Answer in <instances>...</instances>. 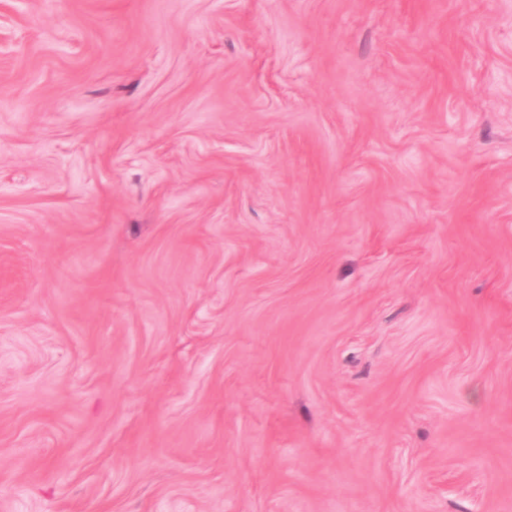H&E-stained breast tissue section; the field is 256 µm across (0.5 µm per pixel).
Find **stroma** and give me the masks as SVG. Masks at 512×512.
<instances>
[{
  "label": "stroma",
  "mask_w": 512,
  "mask_h": 512,
  "mask_svg": "<svg viewBox=\"0 0 512 512\" xmlns=\"http://www.w3.org/2000/svg\"><path fill=\"white\" fill-rule=\"evenodd\" d=\"M0 512H512V0H0Z\"/></svg>",
  "instance_id": "35a3bbf8"
}]
</instances>
